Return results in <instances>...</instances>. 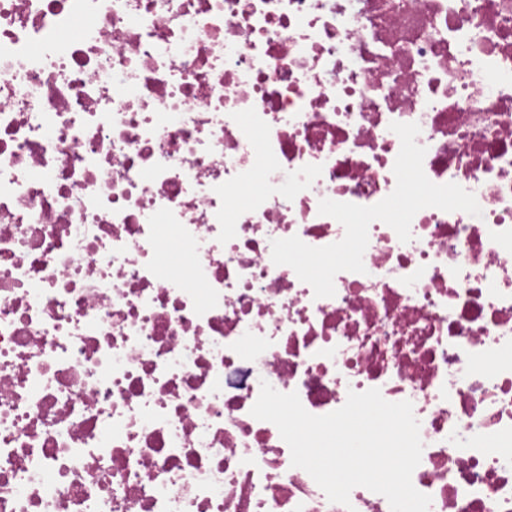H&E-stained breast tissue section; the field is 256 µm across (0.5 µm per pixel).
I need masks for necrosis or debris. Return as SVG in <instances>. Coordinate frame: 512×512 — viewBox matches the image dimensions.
<instances>
[{
    "instance_id": "obj_1",
    "label": "necrosis or debris",
    "mask_w": 512,
    "mask_h": 512,
    "mask_svg": "<svg viewBox=\"0 0 512 512\" xmlns=\"http://www.w3.org/2000/svg\"><path fill=\"white\" fill-rule=\"evenodd\" d=\"M264 382L512 512V0H0V512H391Z\"/></svg>"
}]
</instances>
